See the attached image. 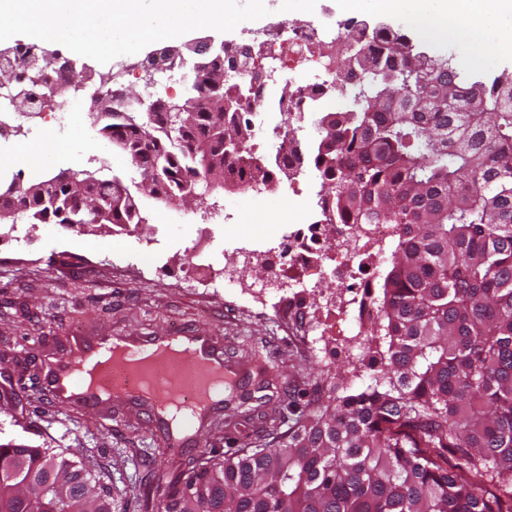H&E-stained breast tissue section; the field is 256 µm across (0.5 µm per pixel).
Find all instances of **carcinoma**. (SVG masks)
<instances>
[{
    "mask_svg": "<svg viewBox=\"0 0 512 512\" xmlns=\"http://www.w3.org/2000/svg\"><path fill=\"white\" fill-rule=\"evenodd\" d=\"M382 43L356 62L353 106L322 112L316 142L261 164L224 139L252 137L237 86L177 104L189 120L171 130L117 106L100 133L150 177L151 198L196 202L232 186L273 189L314 168L329 224L393 225L392 266L381 285L386 350L369 357L373 382L315 403L281 441L171 475L160 512H512V73L487 87L440 81V62L405 35L377 27ZM395 76L438 103L371 102ZM102 184L86 208L75 187ZM5 205L32 224L90 228L144 224L142 195L126 180L80 169L29 180ZM37 186L43 199L29 195ZM24 468H15L17 460ZM112 491L54 448L0 443V512H112Z\"/></svg>",
    "mask_w": 512,
    "mask_h": 512,
    "instance_id": "carcinoma-1",
    "label": "carcinoma"
}]
</instances>
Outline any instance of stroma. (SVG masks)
<instances>
[{"instance_id":"1","label":"stroma","mask_w":512,"mask_h":512,"mask_svg":"<svg viewBox=\"0 0 512 512\" xmlns=\"http://www.w3.org/2000/svg\"><path fill=\"white\" fill-rule=\"evenodd\" d=\"M269 9L263 26L245 21L231 32L200 29L187 33L183 41L208 37L257 47L265 28L348 17L340 0H317L315 12L291 17L282 15L274 2ZM391 25L406 34L416 50L448 60L468 81L488 85L501 73L512 72V54L489 55L479 47L450 42L442 32L423 36L422 22L415 18H397ZM72 60L80 80L78 112L93 111L101 75L119 68L124 71L121 90L132 97L143 92L133 58L101 64L76 54ZM49 121L45 111L27 121L31 151L51 162L26 169L21 173L25 178L90 168L99 160L106 161L110 172L134 178L129 159L99 135L97 125L75 122L60 132ZM232 197L238 206L236 224H217L215 213ZM284 205L279 189L257 202L229 188L191 207L146 201L148 221L129 237L108 226L62 224L25 225L27 240L22 244L13 235H0V438L90 460L97 480L112 489L114 512H139L134 493L145 476L154 478L151 498L156 501L174 471H188L203 457H220L260 441L264 418L281 410L285 390H296L303 404L315 392L326 398L369 384L372 373L359 357V335L343 342L315 338L309 314L338 296L334 283H317L307 298L306 314L294 316L282 313L274 293L250 291L251 283L265 277L257 267L239 265L241 287L224 290L209 286L188 265L184 246L190 237H201L203 246L215 248L232 263L241 241L264 248L279 229ZM135 239L146 251L133 269L128 253ZM88 328L140 336L174 328L222 336L225 363L247 374L243 389L225 390L226 406L235 407L245 394L263 397L264 402L236 426L225 427L220 419L212 422L197 447L183 451L167 449L163 436L142 426L141 414L130 406H115L106 417L52 403L42 386L32 385L31 377L65 355L60 336Z\"/></svg>"}]
</instances>
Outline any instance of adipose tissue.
<instances>
[{
    "label": "adipose tissue",
    "mask_w": 512,
    "mask_h": 512,
    "mask_svg": "<svg viewBox=\"0 0 512 512\" xmlns=\"http://www.w3.org/2000/svg\"><path fill=\"white\" fill-rule=\"evenodd\" d=\"M346 11L426 20L449 36H470L485 18L512 15V0H341Z\"/></svg>",
    "instance_id": "1"
}]
</instances>
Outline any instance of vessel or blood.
I'll return each instance as SVG.
<instances>
[{"mask_svg": "<svg viewBox=\"0 0 512 512\" xmlns=\"http://www.w3.org/2000/svg\"><path fill=\"white\" fill-rule=\"evenodd\" d=\"M63 359L50 362L42 378L53 402L111 413L113 402L143 407L146 420L172 427L175 402L192 413L179 440L187 442L207 419L224 413V393L211 383L224 364V347L210 334L164 331L150 337L115 336L87 329L66 333Z\"/></svg>", "mask_w": 512, "mask_h": 512, "instance_id": "obj_1", "label": "vessel or blood"}]
</instances>
